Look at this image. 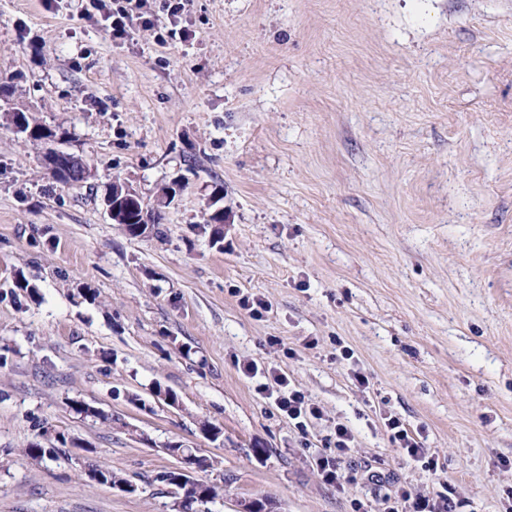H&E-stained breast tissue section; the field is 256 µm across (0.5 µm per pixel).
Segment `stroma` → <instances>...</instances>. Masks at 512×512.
<instances>
[{"instance_id": "stroma-1", "label": "stroma", "mask_w": 512, "mask_h": 512, "mask_svg": "<svg viewBox=\"0 0 512 512\" xmlns=\"http://www.w3.org/2000/svg\"><path fill=\"white\" fill-rule=\"evenodd\" d=\"M166 3L115 39L88 0H0V512H170L171 442L217 460L208 512H512V0ZM52 149L90 177L56 180ZM116 182L162 233L112 223ZM278 374L313 415L279 410ZM48 425L78 447L24 456ZM386 426L390 431H394L391 435L392 440L399 443V447L405 450L408 458L413 461H419L423 458L424 449L420 447L419 442L408 434L407 429L403 428L399 418L389 417ZM353 440L351 431L344 425L336 427V461L330 464L326 462L321 465L326 480L336 483L342 477V467ZM397 506L386 508L385 512H454V503L448 497H439V500L430 502L429 499H415L410 501L405 493H402L398 500ZM401 507V510H399Z\"/></svg>"}]
</instances>
